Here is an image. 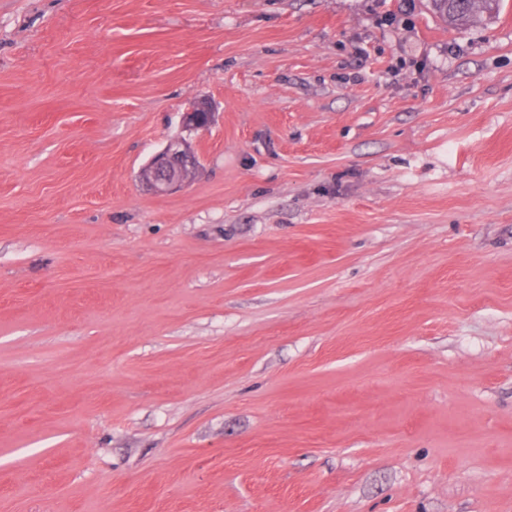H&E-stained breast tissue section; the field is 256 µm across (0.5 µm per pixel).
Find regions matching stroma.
I'll use <instances>...</instances> for the list:
<instances>
[{
	"label": "stroma",
	"mask_w": 512,
	"mask_h": 512,
	"mask_svg": "<svg viewBox=\"0 0 512 512\" xmlns=\"http://www.w3.org/2000/svg\"><path fill=\"white\" fill-rule=\"evenodd\" d=\"M0 512H512V0H0ZM432 10L452 25H463L483 13L491 14L500 0H430ZM212 113L205 102H195L183 113V123L189 129L206 128L211 122ZM199 168L194 150L185 140H170L143 167L141 181L154 194L164 195L190 183Z\"/></svg>",
	"instance_id": "1"
}]
</instances>
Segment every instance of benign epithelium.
I'll return each instance as SVG.
<instances>
[{
  "instance_id": "7a95c632",
  "label": "benign epithelium",
  "mask_w": 512,
  "mask_h": 512,
  "mask_svg": "<svg viewBox=\"0 0 512 512\" xmlns=\"http://www.w3.org/2000/svg\"><path fill=\"white\" fill-rule=\"evenodd\" d=\"M212 119L209 106L198 101L183 113V123L189 129H203ZM199 168L194 150L185 140H171L143 167L141 181L154 194L164 195L190 183Z\"/></svg>"
}]
</instances>
